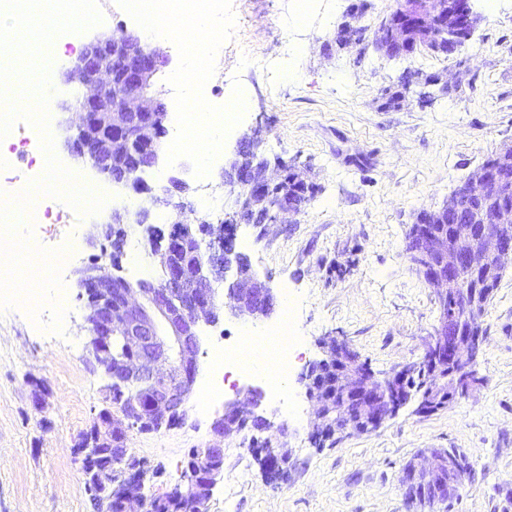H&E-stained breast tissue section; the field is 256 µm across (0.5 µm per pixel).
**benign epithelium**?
Instances as JSON below:
<instances>
[{"instance_id":"benign-epithelium-1","label":"benign epithelium","mask_w":512,"mask_h":512,"mask_svg":"<svg viewBox=\"0 0 512 512\" xmlns=\"http://www.w3.org/2000/svg\"><path fill=\"white\" fill-rule=\"evenodd\" d=\"M403 3L400 14L382 24L380 50L387 55L409 54L431 45L437 52L466 56L478 21L470 0ZM168 62L166 55L148 50L124 30L85 44L69 68V78L85 87L76 108L80 118L70 151L88 158L107 179L139 187L141 174L158 158L167 112L153 93V79ZM226 178L240 192L236 211L220 226L218 250H202L192 226L178 222L168 235H156L153 254L163 271L157 285L134 288L96 263L78 271L89 308L91 354L112 383L105 388L107 408L99 413L102 426L81 436L74 462L84 473L87 487L97 493L104 478L95 473L92 462L101 449L112 452L119 463L113 485L139 487V492L120 499L118 512H149L156 499L144 492L148 470L129 448L126 433L133 429L159 432L185 423L198 369V324L217 322L223 308L243 320L266 317L276 302L265 281L233 264L225 252L231 249L239 219L256 205L265 207L269 224L297 212L288 203L285 166H270L257 156L253 145L242 141ZM460 193L481 203L470 222L460 219L450 198L438 210L420 212L407 233L416 243L407 255L409 263L431 288L439 310L427 345L430 357L425 360L433 376L432 388L425 394L407 390V379L420 368L417 361L378 378L346 344L327 341L325 358L312 364L305 376L306 393L315 403V439L375 431L414 398L418 409L439 412L481 382L472 365L485 343L481 315L488 297L483 289L469 287V274L480 271L490 281L512 262V242L495 231L512 224V145L497 156L495 164L473 170ZM191 245L200 256L192 270L179 259ZM216 268L234 271L233 279L224 281L222 300L209 278V271ZM461 298L466 299L465 313L448 316V305ZM451 328L455 331L452 342L448 341ZM345 401L358 404L359 417L354 422L335 414ZM260 404L261 392L256 388L229 403L213 422V438L204 453L191 455L179 495L196 503L197 512H208L223 473L224 439L244 431L273 429L267 418L257 414ZM257 452L270 478L288 473L290 455L270 440ZM462 464V458L450 452L432 450L406 468L403 486L420 504L447 501L456 496V473Z\"/></svg>"}]
</instances>
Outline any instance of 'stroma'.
<instances>
[{
  "instance_id": "1",
  "label": "stroma",
  "mask_w": 512,
  "mask_h": 512,
  "mask_svg": "<svg viewBox=\"0 0 512 512\" xmlns=\"http://www.w3.org/2000/svg\"><path fill=\"white\" fill-rule=\"evenodd\" d=\"M351 0H339L329 28L307 30L294 60L280 57L284 0H232L235 29L216 57L211 84L252 89V109L226 137L210 180L232 207L235 190L225 173L242 138L257 135L270 164L285 163L316 182L315 197L284 223L258 236L238 225L235 249L266 278L277 297L297 309L303 359L288 377L301 420L284 423L269 400L260 412L285 425L294 465L287 481L266 479L250 434L224 441V470L209 512H416L400 486L402 470L427 448H457L472 464L461 495L430 512H512V268L484 317V349L474 365L484 383L435 414L409 403L379 430L316 446L314 404L303 376L323 358L327 338L345 341L376 375L419 360L439 312L430 288L405 257L416 215L446 203L449 194L502 144L512 143V0L487 10L472 0L480 21L466 67L427 50L392 59L369 39L333 48L336 23ZM301 78L283 80L287 68ZM408 72L457 77L452 94L429 87L428 99L411 89L399 108L384 109V89ZM73 82L59 73L50 110L56 153L79 177L97 180L109 198L87 218L80 255L63 271L71 316L62 333L35 324L20 306L0 308V512H96L84 475L73 462L80 435L97 420L107 377L87 348L86 302L78 271L94 261L109 265L100 247L114 218L125 235L146 239L147 225L182 220L200 224L197 178L191 160L147 169L145 188L102 178L89 160L71 155L77 104ZM137 195L150 209L148 224H131L122 197ZM258 379H240L206 415L160 432L129 433V446L157 473L148 493L162 495L179 482L192 449L212 438L214 417Z\"/></svg>"
}]
</instances>
